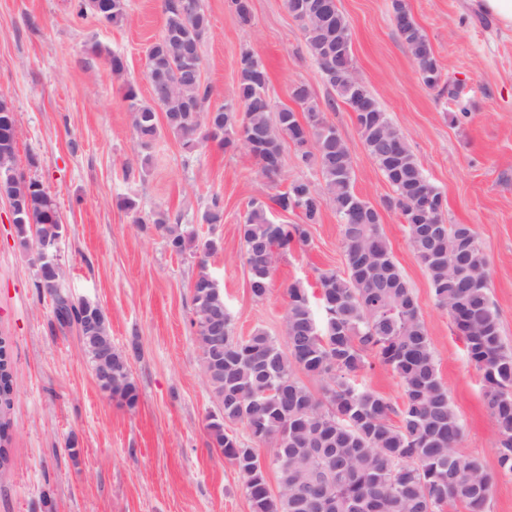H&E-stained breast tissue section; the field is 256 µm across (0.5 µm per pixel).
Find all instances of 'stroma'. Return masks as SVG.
I'll return each instance as SVG.
<instances>
[{
	"mask_svg": "<svg viewBox=\"0 0 512 512\" xmlns=\"http://www.w3.org/2000/svg\"><path fill=\"white\" fill-rule=\"evenodd\" d=\"M405 2L457 97L422 83L394 27L392 0H338L354 67L442 191L449 223L472 227L500 333L512 349V30L470 0ZM127 4V21L114 26L78 15L77 0H0V94L15 110L16 171L55 198L66 227L62 286L104 310L112 348L127 358L139 392L131 408L110 399L77 333L52 330V302L37 286L35 255L19 245L9 203L0 198V336L10 341L17 389L0 512H250L240 474L207 429L217 403L191 325L197 259L193 250H171L153 227L154 214L167 213L198 240L222 239L208 266L239 336L262 329L283 339L289 285L302 283L315 299L318 273L345 269L341 225L327 207L309 227V245L279 257L267 297L253 298L239 231L249 202H270L292 180L317 174L299 164L290 143L274 179L261 175L249 151L227 152L212 141L188 152L164 133L143 150L123 91L130 83L141 98L149 96L146 56L163 29V0ZM203 5L211 20L202 47L210 106L233 101L240 53L248 49L267 69L275 106H292L293 84H306L346 142L355 191L382 209L393 259L418 301L439 378L462 421L456 451L493 473L487 512H512V473L499 467L482 374L438 305L399 212L384 208L392 189L365 150L353 112L308 54L299 22L285 0H252L246 24L230 0ZM107 50L123 58L122 77L112 75ZM216 197L224 221L210 226L201 217ZM127 199L134 209L124 208ZM72 443L78 456L69 453Z\"/></svg>",
	"mask_w": 512,
	"mask_h": 512,
	"instance_id": "stroma-1",
	"label": "stroma"
}]
</instances>
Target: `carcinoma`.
<instances>
[{
  "instance_id": "cac0c4a2",
  "label": "carcinoma",
  "mask_w": 512,
  "mask_h": 512,
  "mask_svg": "<svg viewBox=\"0 0 512 512\" xmlns=\"http://www.w3.org/2000/svg\"><path fill=\"white\" fill-rule=\"evenodd\" d=\"M105 12L96 0H79L78 13L90 12L111 24L127 19V0H108ZM329 0H285L287 9L301 22L306 48L320 66L328 53L342 57L346 70L325 76L343 103L350 102L354 70L351 34L338 4L321 14L317 3ZM161 36L150 46L146 65L165 69L169 85L164 94L152 88L143 101L136 88L125 87L124 101L133 131L148 148L160 135L158 113L165 128L184 149L213 140L224 151L244 148L258 160L260 171L273 175L265 161L280 153L286 142H298L296 112L268 101L269 77L262 60L250 50L240 54L236 97L216 109L217 123L209 128L206 113L211 87L201 80L185 55V44L202 47L211 33L209 21L198 22L182 8V0H164ZM393 17L403 20L397 33L411 53L423 84L436 89L441 68L421 27L404 0H393ZM371 109L355 116L363 145L393 191L387 206L394 207L408 224V240L424 267L440 307L463 337L468 356L482 372L487 405L500 435L499 465L512 472V351L500 334L499 320L488 292L481 247L466 224H450L440 189L429 181L410 146L395 156L391 143L403 138L367 88H361ZM291 96L305 119L325 117L309 88L296 84ZM201 108L202 116L184 111L187 104ZM301 162L316 170L319 182L297 179L273 197L282 212L299 211L301 224H274L267 206L251 202L240 226L249 284L254 298L268 295L275 264L292 245L310 243L307 225L320 220L332 207L342 227L345 270L319 275L321 310L310 302L305 288L288 287L286 347L257 330L234 335L229 315H224V346L213 348L198 335L203 352V376L222 414L208 416L212 445L238 469L251 512H442L450 502L464 504L467 512H486L493 475L476 458L459 456L455 448L462 435L461 420L440 382L434 352L415 296L396 265L389 241L381 228L380 211L354 189L355 171L350 151L341 137L323 139L320 147L299 153ZM9 197L27 203L24 222L15 225L19 244L54 234L56 225L45 214L57 208L52 196L32 190L19 177L4 188ZM424 194L440 202L432 217L433 233L426 224H414L411 199ZM224 206L213 198L202 214L207 224H221ZM152 223L165 235L173 251L182 253L193 244L194 234L169 223L158 212ZM198 273L194 279L191 325L198 327L225 310L224 290L204 288L209 281V241L195 246ZM37 287L51 297V326L83 336L81 301L61 290V280ZM372 352L399 378L404 392L397 411L378 393L357 382ZM322 382L312 392L299 374ZM100 389L133 406L138 400L127 361L112 353V386ZM15 395L9 342L0 337V467L8 463L11 410ZM398 414V423L392 415ZM243 423L259 443L276 448L273 466L278 493H272L266 472L255 460L254 449L243 447L226 432L230 423Z\"/></svg>"
}]
</instances>
